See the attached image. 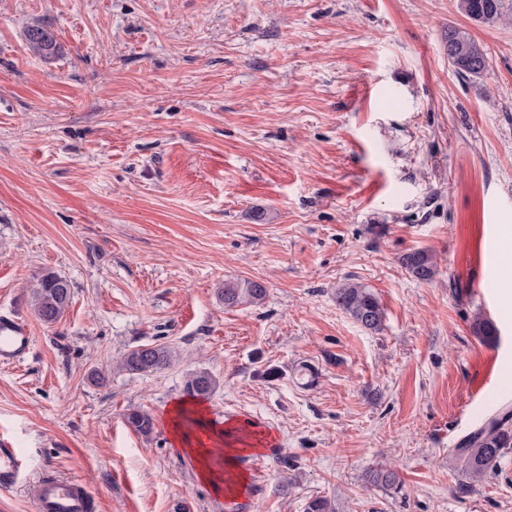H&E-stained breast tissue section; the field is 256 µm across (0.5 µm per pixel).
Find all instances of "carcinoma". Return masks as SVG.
Returning <instances> with one entry per match:
<instances>
[{
  "mask_svg": "<svg viewBox=\"0 0 512 512\" xmlns=\"http://www.w3.org/2000/svg\"><path fill=\"white\" fill-rule=\"evenodd\" d=\"M461 12L471 21L487 28L512 24V10L505 8L504 0H459ZM26 40L31 50L44 57L57 52L53 33L33 26L27 31ZM448 40L466 50V53L448 57V63L460 77H478L488 66L484 47L464 27H448ZM409 274L420 281H430L437 274L433 255L426 250H415L402 258ZM266 286L258 281H224L219 294L224 306L236 307L257 304L266 297ZM70 282L54 273L40 276L29 289L30 307L35 316L45 324H54L64 315L72 302ZM336 306L349 314L356 322L371 331L383 325L384 311L376 295L360 283L344 282L334 291ZM180 353L167 344L139 345L122 354L117 368L132 375H151L173 366ZM216 389V380L205 369L188 373L184 392L192 398L207 399ZM126 424L134 431L148 435L154 429L151 415L132 409L126 415ZM512 449V410L504 408L485 419L482 425L469 435L459 448L468 486L479 483L496 474L501 458ZM373 482L382 487L399 486L397 472L391 468H379L373 474Z\"/></svg>",
  "mask_w": 512,
  "mask_h": 512,
  "instance_id": "obj_1",
  "label": "carcinoma"
}]
</instances>
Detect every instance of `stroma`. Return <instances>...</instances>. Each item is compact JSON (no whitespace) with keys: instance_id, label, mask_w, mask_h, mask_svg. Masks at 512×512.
<instances>
[{"instance_id":"stroma-1","label":"stroma","mask_w":512,"mask_h":512,"mask_svg":"<svg viewBox=\"0 0 512 512\" xmlns=\"http://www.w3.org/2000/svg\"><path fill=\"white\" fill-rule=\"evenodd\" d=\"M36 25L56 56L28 47ZM451 25L484 46L481 77L449 66ZM511 230L512 25L458 0H0V314L34 335L0 366V434L29 462L0 512H34L50 475L88 485L95 512H512V451L466 492L458 458L512 403V352L487 366L473 329L512 336ZM418 249L432 280L401 263ZM48 272L73 290L52 325L29 304ZM228 279L265 299L225 307ZM348 280L380 331L337 307ZM155 342L183 360L116 369ZM196 369L218 382L209 427L274 438L237 455L256 480L233 494L173 442ZM385 464L397 488L366 482ZM402 263L407 272L420 281L432 280L438 271L433 255L426 250H415L405 254ZM336 305L356 322L371 331L383 325L384 311L376 295L365 285L344 282L334 291Z\"/></svg>"}]
</instances>
